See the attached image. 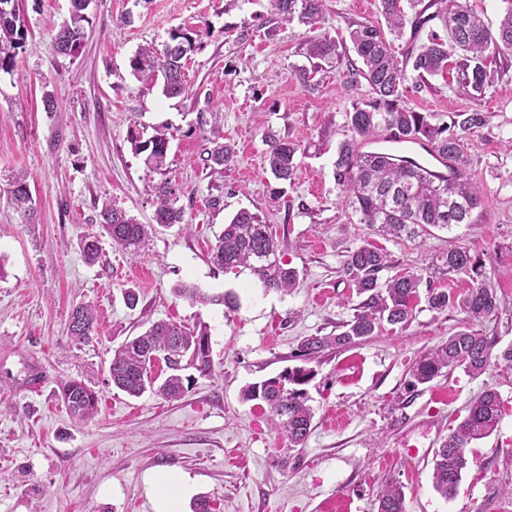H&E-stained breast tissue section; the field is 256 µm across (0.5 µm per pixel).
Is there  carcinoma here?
<instances>
[{"label": "carcinoma", "mask_w": 512, "mask_h": 512, "mask_svg": "<svg viewBox=\"0 0 512 512\" xmlns=\"http://www.w3.org/2000/svg\"><path fill=\"white\" fill-rule=\"evenodd\" d=\"M276 13L284 21L298 20L309 29L316 28L322 15V0H272ZM381 14L392 30L404 27L406 14L402 0H380ZM447 32V38L430 31L426 40L410 55L411 68L421 79L435 76L448 67V45L461 51L455 63L463 89L478 95L489 85L485 60L491 55L512 53V9H508L496 30H491L471 8L469 0H434ZM90 25L87 0H70L68 17L59 26L53 41L54 50L62 56H74L81 48ZM26 30L20 19L17 0H0V71L8 73L15 65L17 50L23 47ZM353 50L362 63L350 73V82L362 77L375 94L373 101L355 106L346 113L348 138L340 142L335 161L336 183L346 194L361 220L391 238L415 237L428 228L449 229L468 224L472 213L482 207L484 197L479 186L466 175L470 159L465 150V137L490 121L487 112H455L449 120L432 123L430 114L417 112L403 102L406 66L395 57L379 26L361 23L350 31ZM197 31L177 28L169 33L162 48L153 45L138 48L129 59L131 74L151 84L162 83L167 97L187 92L184 72L188 52L194 51ZM311 59H324L336 54L335 41L315 36L306 42ZM385 133L404 142H423L456 169L453 179L433 175L413 163H400L383 153L361 150L364 143ZM135 152L144 155L143 164L150 171L166 166L169 141L159 132L146 141L137 133L130 134ZM206 161L224 166L234 157V149L218 140L211 141ZM301 155L300 144L283 139L268 140L265 162L273 179L287 183L294 178ZM156 210L154 223L141 224L115 204L100 211L103 234L123 249L136 254L158 227L184 223V210L178 206L182 190L164 180L152 186ZM10 203L25 215L31 213L32 200L26 180L19 177L11 191ZM83 256L94 264L101 254L96 236L83 242ZM212 263L225 271L239 267L250 270L267 290L288 292L297 281V271L280 258L278 243L259 216L239 210L224 225L211 250ZM387 253L378 248L357 246L348 251L343 263L346 276L362 297L353 317L340 325L336 335L308 336L299 345L298 358L316 360L330 349L350 347L366 341L384 325H406L413 318L420 300L423 276L407 274L380 281V273L389 267ZM437 273L445 276L465 273L473 281L463 296L427 285L425 301L432 310L458 309L465 314L459 329L440 345L422 354L411 366L407 388L415 390L432 382L447 371L462 368L472 377L483 375L493 358L495 343L472 329V325L494 315L499 299L487 281L480 261L465 247L437 258ZM175 293L186 299L222 304L228 309L238 307L232 293L208 297L194 285H183ZM96 312L91 305H78L72 310L68 333L79 342L90 339L95 330ZM164 362L170 373L163 379L150 374L157 362ZM192 368L200 375L213 372L211 341L208 328L193 329L172 321H158L144 332L127 339L113 350L109 374L112 385L138 397L150 390L174 400L187 387L181 371ZM287 377H276L254 383L243 390L246 401L259 400L271 413L275 428L282 430L292 448L305 444L313 420L307 404L306 385L313 370L303 365L283 369ZM61 398L68 412L80 421H90L98 413L99 395L84 382L69 379L61 384ZM503 402L500 394L485 388L471 399L467 414L456 429L448 434L435 451L433 486L443 496H450L467 469V448L488 437L501 419ZM378 512H406L402 489L390 482L378 494Z\"/></svg>", "instance_id": "cac0c4a2"}]
</instances>
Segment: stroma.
<instances>
[{
    "instance_id": "obj_1",
    "label": "stroma",
    "mask_w": 512,
    "mask_h": 512,
    "mask_svg": "<svg viewBox=\"0 0 512 512\" xmlns=\"http://www.w3.org/2000/svg\"><path fill=\"white\" fill-rule=\"evenodd\" d=\"M26 42L11 72H0V512H153L145 480L159 469L186 474L192 512L204 496L211 512H377L386 482L401 487L406 512H512V362L492 361L480 377L463 369L408 390L411 365L454 333L456 309L418 303L404 327L387 325L355 346L325 352L306 390L314 412L304 447L270 424L266 406L243 388L298 365L304 337L335 333L359 302L343 272L348 250L388 253L383 278L427 273L441 253L478 256L501 304L478 323L496 351L512 348V56L491 59V83L466 94L455 68L418 84L408 73L404 103L440 119L491 113L467 135L468 177L484 193L470 223L418 238H386L362 223L337 185L334 162L345 115L372 99L358 64L354 24L383 23L380 0H324L316 31L282 23L270 0H93L87 38L73 56L52 47L69 0H19ZM130 24H120V16ZM199 31L185 65L188 91L169 98L134 78L129 59L162 45L171 29ZM331 38L336 53L312 61L310 34ZM313 69L304 84L301 69ZM58 103L44 107L45 94ZM169 138L167 166L148 171L128 138ZM298 141L304 154L293 183L273 193L265 138ZM222 136L234 151L224 166L205 150ZM23 174L35 213L8 202ZM182 189L184 226L159 229L138 256L110 238L86 264L85 237L99 235L104 202L143 224L155 210L150 185ZM268 224L283 259L298 272L290 293L264 291L249 270H222L209 249L239 210ZM192 284L206 295L231 292L230 310L176 295ZM138 297L128 306L127 291ZM97 312L92 339L67 334L74 305ZM210 329L214 371L196 377L177 401L132 397L112 386V352L151 323ZM45 383L30 391L34 372ZM76 378L100 394L99 413L74 419L61 398ZM496 389L504 402L496 431L476 441L450 497L433 487V457L471 398Z\"/></svg>"
}]
</instances>
